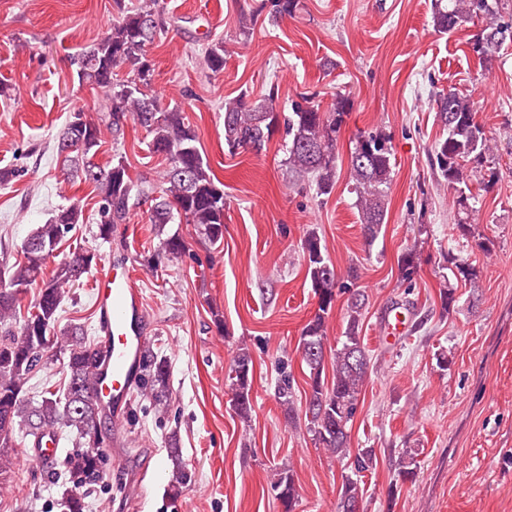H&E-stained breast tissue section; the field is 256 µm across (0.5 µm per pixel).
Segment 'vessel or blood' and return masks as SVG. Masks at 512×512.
<instances>
[{
  "label": "vessel or blood",
  "instance_id": "b4317fda",
  "mask_svg": "<svg viewBox=\"0 0 512 512\" xmlns=\"http://www.w3.org/2000/svg\"><path fill=\"white\" fill-rule=\"evenodd\" d=\"M94 307L101 341L107 351L106 365L97 378V395L117 418L122 416L141 372L147 345L144 331L147 305L130 270L121 265L96 280ZM406 329V315L391 311L383 325V342L396 341Z\"/></svg>",
  "mask_w": 512,
  "mask_h": 512
}]
</instances>
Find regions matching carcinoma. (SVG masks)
I'll return each instance as SVG.
<instances>
[{
	"mask_svg": "<svg viewBox=\"0 0 512 512\" xmlns=\"http://www.w3.org/2000/svg\"><path fill=\"white\" fill-rule=\"evenodd\" d=\"M298 0H263L259 10H268L275 18L292 14ZM475 18L483 26L468 39L470 52L479 64L489 62L503 43V31L512 32V22L501 20L498 0H434L433 25L441 33H451ZM166 21L157 8V0L110 23L97 41L83 48L73 58L78 81L103 92L100 115L92 119L77 109L69 114L56 137L57 154L66 174L90 185L97 196L99 236L112 237L115 226L123 224L131 207L147 206L150 223L193 225L200 234L216 244L224 238V190L210 164L202 156L198 136L178 106L169 108L152 93L153 68L146 57V46L165 32ZM207 68L215 75L224 71V43L211 44L205 54ZM131 69L132 75L113 81L114 72ZM274 91L253 101L243 93L224 101V145L229 154L245 151L258 153L272 137L283 132V150L292 183H308L316 195L328 197L336 185L338 160L337 137L346 117L353 109L352 99L338 93L328 110L301 94L291 102L288 112L276 109ZM436 112L446 136L435 142L432 157L443 180L457 193L455 205L462 213L469 211L465 193L470 177L483 166L491 146L483 125L478 121L471 99L455 91L442 92L435 98ZM144 128L151 136L149 149L163 158L164 187L160 195L147 181L131 176L121 156L101 165L95 161L104 144V134L117 138L127 122ZM391 141L383 132H360L350 151L349 165L352 187L366 243H372L385 223L388 191L393 180ZM83 223V211L72 204L38 227L21 248V258L10 266L8 288L0 290V485L10 482L15 474L13 448L17 445L16 428L23 425L32 447L41 445L51 435L65 431L74 435L76 450L51 464L53 478H74L76 485L63 489L59 506L62 512H84L86 505L79 485L94 482L104 463L101 449L112 441L95 430L88 402L96 396L98 370L105 355L98 343L85 339L82 328L73 326L63 334L55 330L56 314L69 286L80 283L96 260L95 253L81 247L46 271L53 252L74 226ZM161 249L172 257L190 253L184 238L171 235L163 239ZM307 277L318 297V311L304 326L298 348L309 369L310 391L306 398L305 423L318 447L350 469L343 478L337 512H349L353 504L363 502L364 473L375 469L377 457L372 448L352 450L349 429L358 410L363 387L368 378L370 357L361 339L364 295L353 288L357 270L349 268L347 279L336 273L325 255V247L314 231L302 242ZM448 271L456 282L474 284L479 268L450 253L446 257ZM401 280L412 282L419 267L416 252L404 251L398 258ZM41 286L38 295L23 316L19 328L13 321L20 311L21 295L35 282ZM350 293L343 317L344 329L335 348H327V325L337 293ZM55 347L65 358L67 387L58 395L46 390L41 401L31 404L24 398L25 385L31 374L44 362L38 349L46 344ZM332 361V379L325 383L322 374L326 360ZM227 379L232 391L236 415L247 420L251 412L253 360L244 349L230 364ZM168 365L151 352L144 356L143 385L155 399L165 396ZM278 399L285 418L293 423L294 409L290 377L282 376ZM181 448L176 437L168 441V455L173 461L169 490L178 496L187 484L188 472L180 460ZM398 477L406 482L417 476L414 455L404 451L394 462ZM270 488L283 507L293 512L297 488L293 470L282 466L272 474Z\"/></svg>",
	"mask_w": 512,
	"mask_h": 512,
	"instance_id": "obj_1",
	"label": "carcinoma"
}]
</instances>
